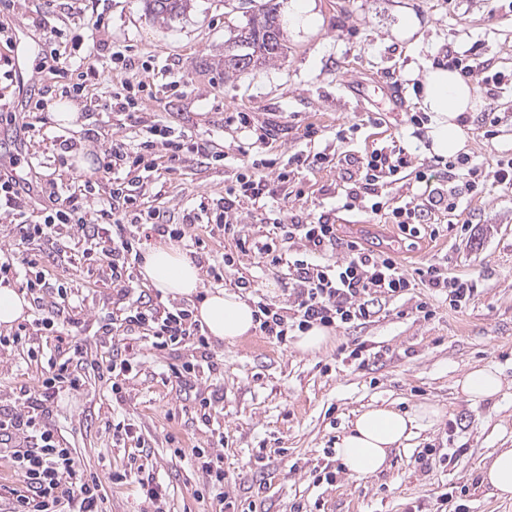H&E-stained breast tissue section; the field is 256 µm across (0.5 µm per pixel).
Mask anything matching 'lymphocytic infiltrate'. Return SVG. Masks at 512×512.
<instances>
[{
    "label": "lymphocytic infiltrate",
    "instance_id": "lymphocytic-infiltrate-1",
    "mask_svg": "<svg viewBox=\"0 0 512 512\" xmlns=\"http://www.w3.org/2000/svg\"><path fill=\"white\" fill-rule=\"evenodd\" d=\"M150 137L135 145L114 142L101 151L99 173L110 175L106 202L95 215H88L79 195L95 190L92 179H84L77 192L62 195L57 184H50L47 206L38 220H30L29 194L13 177L0 178V211L11 214L18 223L20 244L0 250V279H20L33 295H41L49 285L41 251L34 241L51 239L56 227H78L83 231L82 256L88 265L108 269L109 278L120 296H128L134 283V268L141 259L133 225L149 224L158 232L179 240L185 237V225L165 223L160 209L144 207L139 195L129 189L123 170L144 172L153 177L158 164L153 156V137H160L168 161H183L197 150V142L188 135H173L170 127L154 124ZM351 185L345 194L344 210L367 211L397 225L402 233L417 236L422 224L436 215L455 214L462 196L478 191L484 183L512 191V159L498 161L488 169L471 166L467 156L448 162L452 171L466 170L463 184L435 183L431 173L414 166L411 155L398 144L373 149L363 159H352ZM413 171L414 185L405 194L393 195L392 177ZM290 173L279 169L267 175L254 167H245L234 184L225 189L224 204L214 215L217 231L235 232L232 216L241 202H260L273 196L277 187L288 184ZM283 239L298 240L302 249L284 252L274 239L252 241L258 258L268 265L284 266L293 281L289 290L293 301L289 309L277 308L266 300L254 304L259 331L284 343L292 330H305L317 323L327 328L365 321L375 314L378 298L401 296L412 282L390 253L377 255L365 251L356 239L341 240L336 225L318 221L309 224H283ZM342 246L347 258L341 263H323L319 257L329 249ZM422 285L445 294L451 308L466 307L473 300L471 280L445 275L435 265L418 269ZM119 323L127 329H144L153 337L159 351L190 349L205 352L206 337L201 334L192 311L184 306L162 303L127 309ZM79 379L69 362H52L37 385V399L25 400L22 410L0 414V452L10 456L21 485L5 488L7 512H104L102 484L97 474L84 470L73 449L63 445L54 429L40 415V405L53 401L61 390L78 386Z\"/></svg>",
    "mask_w": 512,
    "mask_h": 512
}]
</instances>
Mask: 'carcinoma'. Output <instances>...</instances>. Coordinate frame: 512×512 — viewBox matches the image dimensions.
<instances>
[{"instance_id":"carcinoma-1","label":"carcinoma","mask_w":512,"mask_h":512,"mask_svg":"<svg viewBox=\"0 0 512 512\" xmlns=\"http://www.w3.org/2000/svg\"><path fill=\"white\" fill-rule=\"evenodd\" d=\"M148 9L156 17L171 19L185 12L189 0H146ZM285 55V45L280 42V26L277 7L273 0H267L265 7L252 14L247 24L224 55V67L237 71V58L254 60L263 64Z\"/></svg>"}]
</instances>
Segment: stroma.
<instances>
[{
	"mask_svg": "<svg viewBox=\"0 0 512 512\" xmlns=\"http://www.w3.org/2000/svg\"><path fill=\"white\" fill-rule=\"evenodd\" d=\"M265 0H191L177 18H155L145 0H0V174L10 173V154L31 157L30 180H54L69 187L79 180L74 163L60 164L62 140L73 141L88 158L110 143H138L151 124L193 136L203 147L175 169L140 183L148 205L165 213L170 224L186 221L191 197H223L249 159L286 166L289 159L318 152L369 155L391 137H400L414 163L444 166L422 149L410 121L419 111V85L430 63L447 48L469 51L483 61L470 80L479 99L467 113V154L477 167L512 158V0L490 11L486 0H313L318 23L298 28L291 21L290 0H276L287 51L258 67L225 72L224 48ZM108 26L93 28L97 14ZM418 22L410 38L398 37L405 15ZM61 29L82 35L94 46L112 80L96 91L98 105L69 99L64 89L72 70L55 73L38 52L14 55L12 38L37 44L53 42L61 54L74 56ZM123 52L132 67L112 63ZM140 85L134 111L105 108L114 84ZM48 108L36 112L34 103ZM75 104L77 127L54 120L60 106ZM249 113L255 125H273L279 134L270 146L252 147L248 129L234 122ZM501 118L495 138L485 137L488 113ZM315 138H306L307 130ZM223 161H214V153ZM345 163L328 168H295L290 197L267 199L285 223L328 219L341 238L348 225L362 224L366 213L343 208ZM262 208V209H265ZM261 208L243 201L236 213L242 234L261 239L270 227ZM461 220L476 225L480 238L440 224L438 235L422 229L419 237L382 230L397 237L394 250L407 273L435 265L470 279L476 289L467 308L449 307L443 296L416 286L381 302L368 321L330 329L325 349L304 354L251 331L233 344L210 341L214 369H200L196 392L184 391L172 377V365L189 360V351L153 349L147 331L102 333L105 315L118 302L105 276L89 272L81 259L83 235L71 230L47 250L45 266L57 271V253L71 260L70 286L75 309L64 310L54 330L34 334L44 357H69L67 338L82 348L80 385L65 389L49 404L45 422L64 446L75 449L83 467L105 479L126 468L131 457L149 454V474L166 492L167 512H220L231 502L234 512H436L437 500L451 493L460 512H512V499L490 495L482 473L499 449L512 448V193L488 184L464 196ZM193 259L218 263L222 254L236 258L224 285L241 291L246 301L265 298L289 307L288 271L240 252L233 237L192 227L179 243ZM249 279L243 289L239 278ZM432 305L423 317L419 303ZM133 356L136 366L118 381L107 380L96 365L113 355ZM500 371L501 392L479 403L468 401L455 383L475 367ZM42 366L26 351L0 346V409L21 406L34 389ZM120 384L113 393L112 384ZM214 395L208 420L195 414V393ZM421 403L442 410L434 426L416 431L392 450L387 468L374 476H350L336 457V444L356 414L371 405L399 411ZM131 424L134 435L115 436L112 423ZM183 456H176V449ZM209 449L223 458L224 497L197 498L203 473L193 449ZM428 454V463L419 455ZM106 512H153L135 486H104Z\"/></svg>",
	"mask_w": 512,
	"mask_h": 512,
	"instance_id": "obj_1",
	"label": "stroma"
}]
</instances>
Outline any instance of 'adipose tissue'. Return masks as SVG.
<instances>
[{"label":"adipose tissue","mask_w":512,"mask_h":512,"mask_svg":"<svg viewBox=\"0 0 512 512\" xmlns=\"http://www.w3.org/2000/svg\"><path fill=\"white\" fill-rule=\"evenodd\" d=\"M477 105L473 86L456 71L442 62L430 65L420 89V107L429 117L425 152L442 159L462 152L466 147L462 119ZM140 272L163 296L197 298L195 318L217 341L235 343L255 326L254 309L239 293L202 291L197 265L174 244L159 242L149 247L142 255ZM440 417L441 410L434 404L404 412L389 406L364 409L338 442L336 454L351 476L376 474L386 467L392 449L415 428L434 425Z\"/></svg>","instance_id":"ef3b65f1"}]
</instances>
